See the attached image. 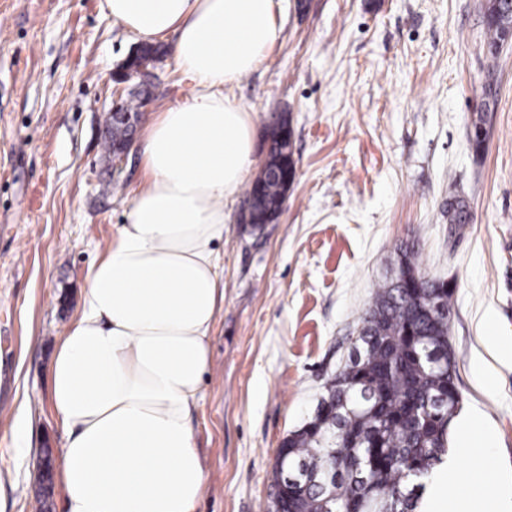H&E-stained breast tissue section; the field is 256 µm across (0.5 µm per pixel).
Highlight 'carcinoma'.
Instances as JSON below:
<instances>
[{"label": "carcinoma", "instance_id": "cac0c4a2", "mask_svg": "<svg viewBox=\"0 0 512 512\" xmlns=\"http://www.w3.org/2000/svg\"><path fill=\"white\" fill-rule=\"evenodd\" d=\"M488 52L497 58L512 25V3L489 0ZM159 48L144 44L134 59L144 68L159 59ZM144 98L131 94L121 105L142 122ZM488 111L473 119L472 141L482 147ZM112 136L103 149L130 137L110 115ZM290 131L268 136L267 159L247 191L257 203L256 219L277 218L283 196L295 178L291 155L284 154ZM448 221L467 224L463 198L448 202ZM417 242L396 250L398 274L374 293L361 317L356 353L324 385L320 412L311 425L286 437L278 452L298 470L288 483L273 471L272 512H416L425 481L448 453V429L461 409L457 360L448 340L453 291L441 278L424 277L416 264Z\"/></svg>", "mask_w": 512, "mask_h": 512}]
</instances>
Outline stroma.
Masks as SVG:
<instances>
[{
	"label": "stroma",
	"mask_w": 512,
	"mask_h": 512,
	"mask_svg": "<svg viewBox=\"0 0 512 512\" xmlns=\"http://www.w3.org/2000/svg\"><path fill=\"white\" fill-rule=\"evenodd\" d=\"M487 3L281 0L264 62L225 86L254 115L247 181L278 114L296 175L273 223L243 222L245 194L227 205L224 305L191 415L206 473L196 512H269L278 448L313 415L413 236L420 272L455 288L460 413L493 436L474 449L480 476L512 487V361L484 344L512 341V41L490 58ZM173 43L160 41L145 121L196 92ZM138 44L103 0H0V512H64L50 365L88 266L144 182L138 147L116 165L102 149L112 75ZM457 195L469 223L448 221Z\"/></svg>",
	"instance_id": "stroma-1"
}]
</instances>
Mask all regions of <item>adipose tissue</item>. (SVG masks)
<instances>
[{
  "label": "adipose tissue",
  "mask_w": 512,
  "mask_h": 512,
  "mask_svg": "<svg viewBox=\"0 0 512 512\" xmlns=\"http://www.w3.org/2000/svg\"><path fill=\"white\" fill-rule=\"evenodd\" d=\"M142 40L175 35L197 87L156 113L141 143L144 185L85 277L81 307L51 363L66 433V512H195L206 475L190 424L224 300L216 246L226 204L254 163L250 112L224 85L258 69L280 36L276 0H104ZM455 467L425 512H504L502 489Z\"/></svg>",
  "instance_id": "ef3b65f1"
}]
</instances>
